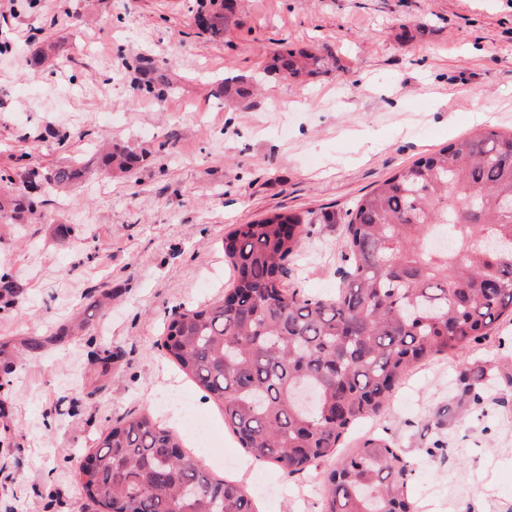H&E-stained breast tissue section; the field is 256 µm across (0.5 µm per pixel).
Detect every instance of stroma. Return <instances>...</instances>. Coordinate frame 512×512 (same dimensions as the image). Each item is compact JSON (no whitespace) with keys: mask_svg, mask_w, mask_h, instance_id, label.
I'll return each instance as SVG.
<instances>
[{"mask_svg":"<svg viewBox=\"0 0 512 512\" xmlns=\"http://www.w3.org/2000/svg\"><path fill=\"white\" fill-rule=\"evenodd\" d=\"M197 8L0 10V169L86 160L103 140L144 156L131 175H91L31 223L0 227V272L21 285L0 305V512H93L78 465L104 429L139 414L181 431L188 415L207 419L217 445L195 452L212 476L241 481L257 512H319L312 478L252 463L165 358V324L222 296L225 234L274 211L335 213L309 225L285 283L337 295L343 220L360 196L454 138L512 129V0H237L217 36L192 26ZM49 45L58 64L30 71L32 49ZM276 45L334 47L338 66L297 87L264 75ZM157 70L174 83L161 98L144 89ZM238 76L261 78L262 93L229 109L218 84ZM475 355L512 368V324L476 353L411 370L347 434L397 439L416 512H512V403L461 400L457 376ZM451 400L458 414L439 418Z\"/></svg>","mask_w":512,"mask_h":512,"instance_id":"1","label":"stroma"}]
</instances>
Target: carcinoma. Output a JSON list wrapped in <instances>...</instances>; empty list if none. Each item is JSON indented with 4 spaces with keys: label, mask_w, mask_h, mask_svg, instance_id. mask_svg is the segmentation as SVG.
Segmentation results:
<instances>
[{
    "label": "carcinoma",
    "mask_w": 512,
    "mask_h": 512,
    "mask_svg": "<svg viewBox=\"0 0 512 512\" xmlns=\"http://www.w3.org/2000/svg\"><path fill=\"white\" fill-rule=\"evenodd\" d=\"M233 2L201 6L196 26L219 33ZM337 64L335 53L270 51L264 68L300 86ZM224 100L253 96L244 78L224 79ZM138 153L111 143L94 164L75 160L45 172L0 174V224H14L60 192L97 172L127 174ZM313 219L275 212L224 236L233 271L230 298L175 313L162 348L169 360L218 402L250 456L294 476L331 464L320 512H415L407 493L411 463L394 439L371 434L338 451L355 423L379 415L412 366L466 353L512 316V135L495 130L456 138L399 168L346 213L341 244L351 260L334 300L284 284L290 258ZM477 405L512 373L479 358L461 372ZM315 388L319 407L295 402ZM87 499L125 512H253L245 486L216 479L154 417L120 420L100 435L78 469Z\"/></svg>",
    "instance_id": "obj_1"
}]
</instances>
